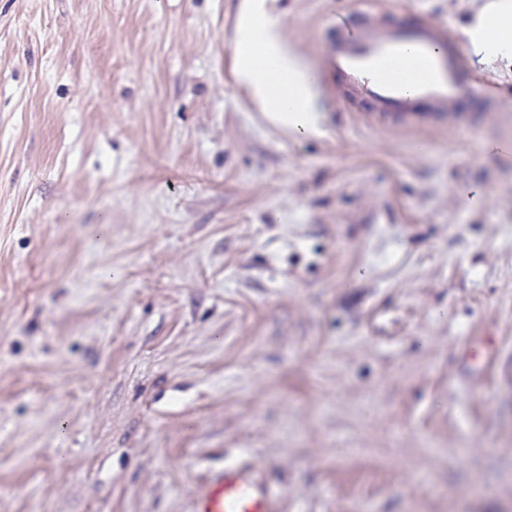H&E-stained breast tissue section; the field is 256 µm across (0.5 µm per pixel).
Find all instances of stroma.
I'll return each instance as SVG.
<instances>
[{"instance_id": "obj_1", "label": "stroma", "mask_w": 512, "mask_h": 512, "mask_svg": "<svg viewBox=\"0 0 512 512\" xmlns=\"http://www.w3.org/2000/svg\"><path fill=\"white\" fill-rule=\"evenodd\" d=\"M432 20L495 112H362L330 30ZM323 133L235 76L243 0H0V512H512V66L485 0H262ZM461 36L480 61L512 65V1L487 2ZM197 512H273L271 498L242 473H225L200 490Z\"/></svg>"}]
</instances>
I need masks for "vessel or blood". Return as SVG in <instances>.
<instances>
[{"mask_svg":"<svg viewBox=\"0 0 512 512\" xmlns=\"http://www.w3.org/2000/svg\"><path fill=\"white\" fill-rule=\"evenodd\" d=\"M382 10L364 14L357 28L336 25L326 57L367 111L407 118L422 106L461 109L472 103L497 109L494 86L462 75V60L449 50L445 29L436 23L395 26L382 22ZM270 497L244 474L211 479L198 494L197 512H271Z\"/></svg>","mask_w":512,"mask_h":512,"instance_id":"vessel-or-blood-1","label":"vessel or blood"}]
</instances>
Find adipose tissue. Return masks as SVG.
<instances>
[{"label":"adipose tissue","mask_w":512,"mask_h":512,"mask_svg":"<svg viewBox=\"0 0 512 512\" xmlns=\"http://www.w3.org/2000/svg\"><path fill=\"white\" fill-rule=\"evenodd\" d=\"M461 36L481 61L512 65V0H487ZM234 46L236 79L268 119L294 134L319 133L317 74L286 48L277 24L256 0H246Z\"/></svg>","instance_id":"obj_1"}]
</instances>
